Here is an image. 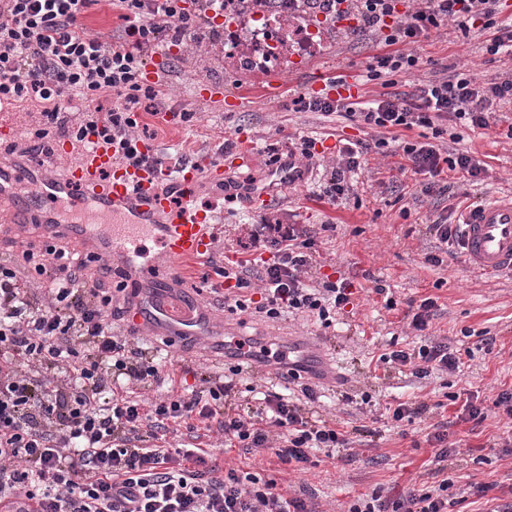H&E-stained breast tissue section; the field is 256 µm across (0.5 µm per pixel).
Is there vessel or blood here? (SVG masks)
<instances>
[{
    "label": "vessel or blood",
    "mask_w": 512,
    "mask_h": 512,
    "mask_svg": "<svg viewBox=\"0 0 512 512\" xmlns=\"http://www.w3.org/2000/svg\"><path fill=\"white\" fill-rule=\"evenodd\" d=\"M142 164H126L113 149L99 145L67 163L58 178H37L31 168L16 169L0 182V195L12 198L15 221L37 223L43 236L57 230L55 206L66 204L91 215L88 223L71 225L80 250L91 249L97 235H104V254H117L127 262L144 255V241L154 238L159 257L176 266L199 260L214 247V216L195 205L196 190L210 177L216 161H190L177 174L159 170L151 158L152 146L138 143ZM281 185L305 182L309 172L296 156L273 169ZM463 253L468 264L487 274L512 273V201L486 202L463 214ZM188 318L182 302L146 301L127 319L131 336L154 334L158 326L177 328Z\"/></svg>",
    "instance_id": "b4317fda"
}]
</instances>
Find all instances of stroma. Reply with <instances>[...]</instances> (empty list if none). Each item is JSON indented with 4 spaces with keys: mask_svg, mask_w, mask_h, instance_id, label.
<instances>
[{
    "mask_svg": "<svg viewBox=\"0 0 512 512\" xmlns=\"http://www.w3.org/2000/svg\"><path fill=\"white\" fill-rule=\"evenodd\" d=\"M383 45V33L358 38L325 25L317 48L289 64L283 85L272 95L259 84L257 74L228 61L219 38L208 39L202 47L194 42L174 50L159 46L157 53L164 56L166 70L156 87L172 116L159 123L151 140L156 154L180 149L192 159L214 154L228 139L248 163L233 171L239 184L235 201H226L224 185L217 181L204 182L197 190V204L212 208L218 225L211 260L171 269L158 262L160 248L154 239H146L147 256L137 267L113 263L112 283L123 280L127 287L112 307L122 309L128 299L153 294L189 298L198 335L183 336L163 326L148 339L149 346L168 356L177 370L188 367L216 377L228 374L227 362L200 354L198 348L207 343L218 347L223 339L236 336L263 344L291 338L320 346L327 358L326 379L321 398L306 405L305 415L312 420L333 418L345 430L357 432L354 459L337 451L321 453L317 466L303 472L281 464L270 453L254 455L224 447L203 428L194 435L183 428L170 434L173 447L208 449L210 464L253 469L275 479L281 488L312 492L325 512H346L350 501L376 489L396 499L438 484L441 475L429 438L436 425L444 423L460 448L448 460V472L458 485H492L493 496L512 505V455L503 452L505 441L512 439V421L493 406L498 392L512 387V275L484 274L459 256L446 258L438 267L425 263L426 253L437 244L428 226L446 214L453 201L423 194L421 176L401 171L400 156L367 155L356 178L358 203L335 204L322 198L340 140L354 142L364 134L355 122L338 115L292 108V98L306 93L318 76L359 80L369 56ZM415 51L419 65L404 78L409 86L445 70L466 68L490 77L512 70V58H489L480 36L463 44L453 34H434L418 43ZM214 82L241 96V107L227 112L219 104L204 102L200 93ZM185 109L194 112L193 122L178 119V112ZM0 120L10 123L15 132L11 140L0 135V168L24 163L47 178L62 175L64 160L50 157L36 165L31 157L8 152L11 144H25L37 126L36 108L6 109L0 111ZM298 135L314 140L317 155L306 181L289 189L275 180L266 161L274 153L287 156L289 143ZM458 147L485 166L478 181L462 182L449 175L458 192L468 193L477 205L512 198V140L495 127L466 130ZM264 218L315 229L319 257L312 278H345L353 283V310L337 314L330 328L301 314L275 321L232 314L225 311L222 295L213 292L216 267L228 259L247 257L252 226ZM379 283L392 292L397 301L394 309H387L384 296L375 293ZM427 297L436 301L437 311L426 334L447 337L454 348L471 350L473 357L461 372L435 371L419 380L398 366L379 363L378 357L393 341L402 349L420 344L421 337L410 326L407 302ZM256 383L273 385L278 391L288 385L275 366L252 363L236 377L227 405L245 415L256 414L260 405L247 391ZM454 394L459 397L455 403L450 400ZM467 397L477 398L486 408L481 425L462 419L461 401ZM400 402H423L430 409L413 422L397 423L391 421L387 408Z\"/></svg>",
    "mask_w": 512,
    "mask_h": 512,
    "instance_id": "35a3bbf8",
    "label": "stroma"
}]
</instances>
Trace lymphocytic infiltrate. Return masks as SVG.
Returning <instances> with one entry per match:
<instances>
[{
  "mask_svg": "<svg viewBox=\"0 0 512 512\" xmlns=\"http://www.w3.org/2000/svg\"><path fill=\"white\" fill-rule=\"evenodd\" d=\"M98 0H0V107L38 101L42 128L30 153L51 155V142L66 138L93 147H116L122 158L141 162L136 148L140 114L162 117L159 92L145 68L159 44L202 42L203 30L224 11V0H119L124 35L119 42L90 33L83 19ZM399 0H316V8L357 19L359 31L390 25L386 48L370 56L364 82L379 84L372 99L301 94L295 111L341 114L372 130L369 141L339 148L324 189L329 201L349 199L351 176L369 152L387 154L389 135L414 174L424 176V194L442 196L452 186L445 176L466 180L484 171L469 152L441 154L436 139L460 141L461 130L490 128L499 108L512 103V72L480 79L467 72L439 77L398 91L405 74L419 63L413 45L450 29L470 39L474 26L490 37L492 56L512 57V24L499 20V0H417L399 12ZM110 95V112L100 99ZM430 130L432 139L407 138V131ZM313 230L262 222L252 232L258 257L221 268L234 289L224 295L229 312L277 319L302 313L330 328L351 304L344 283L306 276L316 262ZM98 257L82 254L58 239L26 241L13 259L0 262V502L34 501L35 512H322L318 502L284 494L274 480L209 465L205 449L167 444L171 426L187 431L216 428L230 448L272 452L303 471L316 452L349 449L347 433L324 419L304 417L301 402L319 399L315 384L302 381L298 366L288 378L298 382L301 401L267 390L260 417L230 413L224 397L231 382L207 390L173 385L167 365L150 354L144 339L115 331L114 296L101 280H88ZM260 281V298L250 295ZM382 363L409 368L425 379L432 371L453 373L462 363L447 338L417 350L394 349ZM167 386L164 397L135 398ZM486 484L456 488L452 478L420 492L392 499L381 491L355 499L348 512H448L468 497H486Z\"/></svg>",
  "mask_w": 512,
  "mask_h": 512,
  "instance_id": "lymphocytic-infiltrate-1",
  "label": "lymphocytic infiltrate"
}]
</instances>
